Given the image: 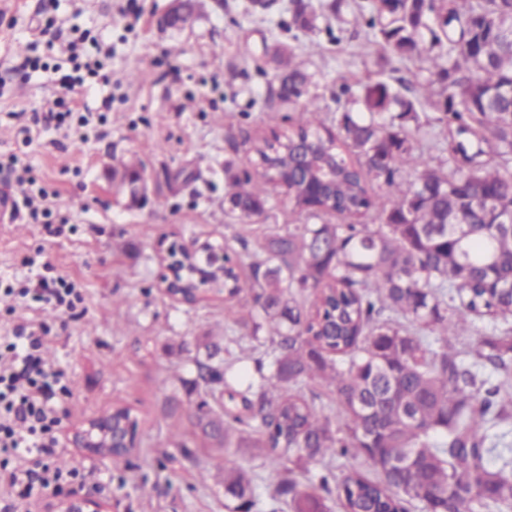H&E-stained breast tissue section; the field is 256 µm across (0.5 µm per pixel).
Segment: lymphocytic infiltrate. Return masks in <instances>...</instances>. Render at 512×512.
<instances>
[{
	"label": "lymphocytic infiltrate",
	"instance_id": "1",
	"mask_svg": "<svg viewBox=\"0 0 512 512\" xmlns=\"http://www.w3.org/2000/svg\"><path fill=\"white\" fill-rule=\"evenodd\" d=\"M50 80L61 95L44 112L45 127L68 128L73 116L80 126L93 125L96 113L75 112L68 97L77 77L57 68ZM0 296L34 310L63 307L74 312L84 301L80 289L47 262L30 270L26 286L0 289ZM45 333V328L21 325L0 336V483L13 495L6 512H24L72 478L52 464L59 445L60 397L67 384L64 372L42 359Z\"/></svg>",
	"mask_w": 512,
	"mask_h": 512
}]
</instances>
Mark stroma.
I'll return each mask as SVG.
<instances>
[{"label":"stroma","instance_id":"obj_1","mask_svg":"<svg viewBox=\"0 0 512 512\" xmlns=\"http://www.w3.org/2000/svg\"><path fill=\"white\" fill-rule=\"evenodd\" d=\"M200 0L192 26L162 28L171 0H0V154L20 153L40 176L58 211L68 218L61 234L19 219L0 223V281L15 285L28 275L25 259L44 253L81 289L85 313L73 317L18 310V324L50 327L45 359L63 370L70 393L60 404L64 469H93L34 512H56L64 499L91 494L111 512H235L224 494V470L247 468L262 485H273L280 468L262 449H220L196 435L197 395L191 382L195 358L210 342L250 336L246 314L205 292L187 303L166 291L168 249L234 243L238 234L226 202L225 163L255 172L256 144L293 132L296 104L269 108L278 86L274 46L288 45L297 66L312 74L309 97L335 130L336 115L366 84L399 79L426 81V56L401 58L385 50L377 30L352 23L368 0H308L316 15L312 31L292 23V0ZM56 20L83 35L85 57L102 61L99 76L86 77L80 105L104 113L85 142L44 130L23 146V135L6 117L13 107L44 111L56 95L46 68L72 71L64 47L38 42L36 21ZM41 70L22 72L23 58ZM406 129L428 163L448 144V126L430 102L418 100ZM141 165L146 191L118 192L122 162ZM265 224H310L287 190L270 185ZM118 407L138 421L134 448L116 457L73 444V434ZM183 447H176L172 434ZM192 457H184L183 448Z\"/></svg>","mask_w":512,"mask_h":512}]
</instances>
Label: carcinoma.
I'll use <instances>...</instances> for the list:
<instances>
[{
	"label": "carcinoma",
	"mask_w": 512,
	"mask_h": 512,
	"mask_svg": "<svg viewBox=\"0 0 512 512\" xmlns=\"http://www.w3.org/2000/svg\"><path fill=\"white\" fill-rule=\"evenodd\" d=\"M388 9L352 23L379 28L400 57L425 53L440 85L432 104L448 124V157L420 161L396 120L417 119L414 102L382 81L365 87L336 118L334 137L303 107L295 134L256 147V177L231 166L227 202L248 249L240 277L226 265L192 263L181 290L192 301L200 285L224 283L228 296L266 330L271 347L230 380L218 343L195 359L200 401L196 427L218 448L236 437L290 467L268 493L291 512H328L333 495L344 512H512V172L483 160L512 155V0H384ZM316 15L295 0L294 21ZM277 97L308 93L310 76L276 48ZM400 112L394 114L391 109ZM406 168L411 179L400 178ZM281 183L296 206L314 216L378 211L377 224L254 225ZM385 188L378 207L373 185ZM311 290L310 308L295 291ZM477 333L463 349L457 339ZM334 391L347 430L333 426L303 386ZM115 427L135 435L127 410ZM361 460L376 473L339 477L330 463ZM225 494L253 512L262 502L254 477L224 470Z\"/></svg>",
	"instance_id": "cac0c4a2"
}]
</instances>
